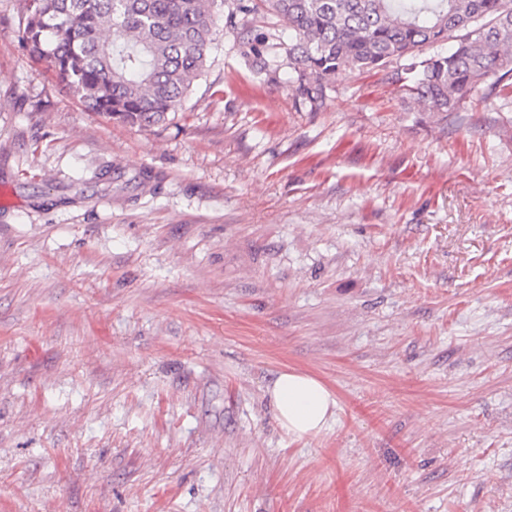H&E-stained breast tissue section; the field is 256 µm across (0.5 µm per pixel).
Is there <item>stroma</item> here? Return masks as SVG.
<instances>
[{"label": "stroma", "mask_w": 512, "mask_h": 512, "mask_svg": "<svg viewBox=\"0 0 512 512\" xmlns=\"http://www.w3.org/2000/svg\"><path fill=\"white\" fill-rule=\"evenodd\" d=\"M0 0V512H512V87L295 102L235 0L177 111L85 110ZM336 401L277 424L283 371ZM257 39V44L252 47L251 52V69L256 73L267 71L270 67V62L275 57L277 49L281 43L273 42V34H261ZM272 40V42L270 41ZM273 414L281 428L296 437L322 431L336 401L318 379L297 371L280 372L268 388Z\"/></svg>", "instance_id": "stroma-1"}]
</instances>
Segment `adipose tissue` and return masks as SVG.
Here are the masks:
<instances>
[{"instance_id":"obj_1","label":"adipose tissue","mask_w":512,"mask_h":512,"mask_svg":"<svg viewBox=\"0 0 512 512\" xmlns=\"http://www.w3.org/2000/svg\"><path fill=\"white\" fill-rule=\"evenodd\" d=\"M273 414L281 428L296 437L322 431L336 401L318 379L297 371L282 372L268 389Z\"/></svg>"}]
</instances>
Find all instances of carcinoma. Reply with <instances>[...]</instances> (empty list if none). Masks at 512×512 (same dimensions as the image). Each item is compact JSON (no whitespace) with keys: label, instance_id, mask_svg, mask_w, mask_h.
I'll return each instance as SVG.
<instances>
[{"label":"carcinoma","instance_id":"obj_1","mask_svg":"<svg viewBox=\"0 0 512 512\" xmlns=\"http://www.w3.org/2000/svg\"><path fill=\"white\" fill-rule=\"evenodd\" d=\"M224 0H20L16 33L33 58L91 112L140 127L176 111L205 69ZM245 14L288 26L289 68L302 102L323 103L337 72L384 68L405 97L456 112L480 85L512 76V0H240ZM451 44L446 52L437 50ZM279 43L264 34L251 69L270 67Z\"/></svg>","mask_w":512,"mask_h":512}]
</instances>
